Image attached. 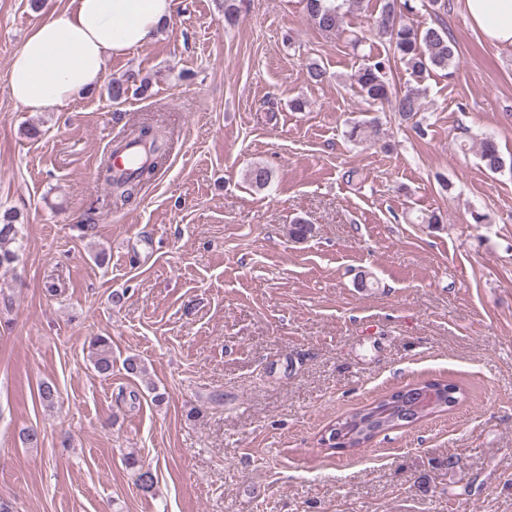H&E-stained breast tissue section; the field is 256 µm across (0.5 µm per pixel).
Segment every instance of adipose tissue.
Returning <instances> with one entry per match:
<instances>
[{"label": "adipose tissue", "mask_w": 512, "mask_h": 512, "mask_svg": "<svg viewBox=\"0 0 512 512\" xmlns=\"http://www.w3.org/2000/svg\"><path fill=\"white\" fill-rule=\"evenodd\" d=\"M176 0H71L41 20L12 56L6 82L29 112H58L98 84L107 61L150 42L168 24ZM490 44L512 45V0H462Z\"/></svg>", "instance_id": "ef3b65f1"}]
</instances>
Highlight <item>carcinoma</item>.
<instances>
[{
	"label": "carcinoma",
	"instance_id": "cac0c4a2",
	"mask_svg": "<svg viewBox=\"0 0 512 512\" xmlns=\"http://www.w3.org/2000/svg\"><path fill=\"white\" fill-rule=\"evenodd\" d=\"M347 0H306L309 16L319 29L337 31L342 27L345 14L343 5ZM413 0H382L381 9L373 23V30L380 39L388 42L384 56L365 64L354 75L358 92L369 104L388 102L405 120L413 119L422 109L425 90L419 86L392 96L390 85L391 61L398 59L411 74L423 77L434 69L446 70L455 61L454 43L444 26L421 27L414 24L412 16L416 7ZM129 80L112 78L107 83L108 97L114 103L127 98ZM129 140L149 144L154 154L160 153L158 134L153 127L143 125L130 134ZM479 156L485 169L501 172L506 167L497 143L490 137L479 142ZM158 162L140 165L136 175L120 179L112 176V168L105 169L106 181L118 192L122 200L128 201L143 184L155 175ZM270 171L255 166L247 173L249 183L257 188L268 185ZM23 248L22 225L12 211L0 213V269H11L20 260ZM88 358L99 376L112 375V343L104 336L92 337L87 345ZM465 400L464 388L451 380H424L406 387L391 390L344 416L329 423L319 438V444L328 450L354 453L365 447L381 434L404 428L433 417L448 413ZM128 466L136 469V485L147 494L153 491L154 475L150 469L139 465L137 458L127 457Z\"/></svg>",
	"mask_w": 512,
	"mask_h": 512
}]
</instances>
